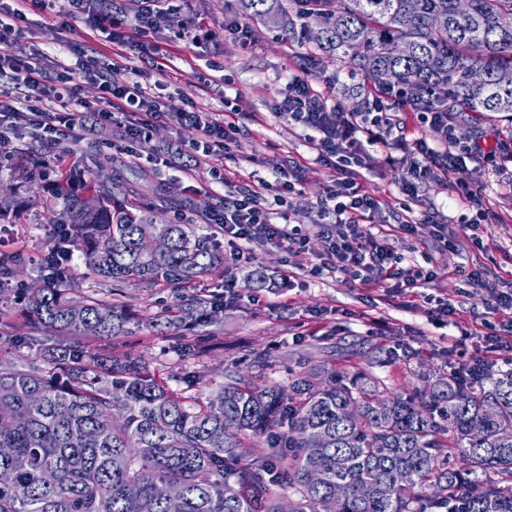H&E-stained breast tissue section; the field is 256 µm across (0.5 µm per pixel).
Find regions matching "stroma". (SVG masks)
I'll list each match as a JSON object with an SVG mask.
<instances>
[{
  "mask_svg": "<svg viewBox=\"0 0 512 512\" xmlns=\"http://www.w3.org/2000/svg\"><path fill=\"white\" fill-rule=\"evenodd\" d=\"M195 13L209 24L210 41L195 44L180 37L186 20L176 15L162 27L155 39L170 53L171 83L165 91L169 112L156 123L149 140L127 148L118 128L102 130L96 141L68 139L61 147L79 165L91 164L93 157L107 158L110 179L121 182L140 195L141 203L154 204L157 223L191 221L199 204L186 191V175L179 168L165 170L169 194L159 200L147 178L152 165L149 155L177 135V114L189 103L211 112L224 113L225 101L238 106L240 127L238 161H225L236 170V183L246 185L258 179L272 180L277 168L288 162L311 163L293 201L291 223L301 225L307 235L304 264L317 263L327 247L322 228L316 222V205L333 178L331 170L312 164L313 154L304 134L288 125L273 110V103L302 59H309L314 77L335 80V95L357 106L372 86L363 76L352 75L335 59L309 55L307 47L281 21H249L254 38L250 51H243L238 39L224 31L226 19L236 17L237 0H192ZM18 50L38 49L49 55L61 54L64 46H94L90 26L84 18H55L29 9L21 24ZM366 173L367 191L381 203V211L370 230L388 239L396 253L407 261L434 270L435 278L415 292L397 294L391 281L362 285L343 273L313 278L297 272L293 281L281 280L285 265L294 263L292 254L271 244L251 243L250 267L237 265L225 256L224 267L197 283L195 289L176 285L138 284L125 289L129 304L142 316L187 302L193 290L222 294L224 282L237 278L239 295L227 298L219 324L193 328L197 344L181 352L169 334L140 330L113 339L111 352L142 356L150 370L165 375L180 369L197 372L202 384L197 396L210 392L214 371L220 367L240 370L258 385H288L294 375L326 367L339 372H363L380 377L388 389L406 391L421 386L422 376L438 379L447 375L451 358L448 348L460 345L468 356L484 351L471 333L488 317L489 292L465 280L466 272L480 270L483 279L497 282L512 277V163L500 171L484 168L480 161L468 163L467 178L482 187L483 205L496 219L480 225L477 232L463 229L460 220L470 214L468 201L459 197L447 179H430L419 196L403 210L401 192L405 173L389 165L382 152L373 153ZM0 192L10 196L22 215L18 224L0 226V255H15V283H30L40 274L39 260L46 252L51 227L43 215L51 199L38 176L37 167L0 176ZM435 214L447 224L448 233L459 244L450 253L423 225L425 215ZM419 222L416 235L401 229L404 217ZM449 301L457 311L456 320L438 313L435 301ZM273 357L270 368L254 366L256 354Z\"/></svg>",
  "mask_w": 512,
  "mask_h": 512,
  "instance_id": "35a3bbf8",
  "label": "stroma"
}]
</instances>
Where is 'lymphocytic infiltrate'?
Listing matches in <instances>:
<instances>
[{
	"label": "lymphocytic infiltrate",
	"mask_w": 512,
	"mask_h": 512,
	"mask_svg": "<svg viewBox=\"0 0 512 512\" xmlns=\"http://www.w3.org/2000/svg\"><path fill=\"white\" fill-rule=\"evenodd\" d=\"M8 20L0 19V125L20 119L40 130L45 146L68 138H92L103 126L119 122L128 143L145 140L154 124L168 109L162 89L168 77L166 50L152 37L170 15L187 9L190 0H13ZM57 15H84L96 37L114 48H131L140 62L132 80L116 83L112 66L99 57L73 51L70 58H53L39 51L13 52L12 43L20 31L15 21L23 19L30 7ZM156 75L153 86L141 82L144 70ZM91 83L102 92L99 105L87 106L76 93L77 83ZM391 90L376 92L371 105L354 110L326 95L308 69L292 73L276 101V114L289 125L301 129L315 154L317 164L332 169L336 177L317 207V221L328 228V247L319 263L308 273L319 278L340 272L363 284L385 278L396 289L421 288L432 271L418 265L394 268L390 245L368 233L380 204L364 186L367 149L382 146L390 165L401 167L406 178L401 192L408 199L418 196V188L433 170L454 174L458 195L468 200L475 213L465 219L468 229L488 223L491 214L482 203V187L460 179L470 159L483 158L492 170L512 162V144L477 136L454 143L443 151L431 146L427 137H408L391 113L387 102ZM179 133L166 148L156 152V190H164V171L187 161L204 165L216 182H223L222 160L239 148L240 129L235 122L217 117L197 105H190L178 118ZM304 164L292 162L275 173L274 181H258L252 187L228 186L224 206H205L200 216L216 227L228 245L235 248L237 262L247 265L251 253L238 249V242L273 244L294 256L306 252V238L300 227L287 224L291 200L297 195Z\"/></svg>",
	"instance_id": "lymphocytic-infiltrate-1"
}]
</instances>
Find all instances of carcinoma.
<instances>
[{
  "label": "carcinoma",
  "instance_id": "1",
  "mask_svg": "<svg viewBox=\"0 0 512 512\" xmlns=\"http://www.w3.org/2000/svg\"><path fill=\"white\" fill-rule=\"evenodd\" d=\"M295 17L311 49L377 88L395 87L417 111L479 112L512 123V0H306ZM265 21L283 0H238ZM404 47L401 54L393 53ZM485 79L471 81L473 72ZM47 223L67 226L88 269L119 289L135 282L190 284L224 266L200 224L154 217L85 170L58 182ZM24 289L26 332L7 322L14 289L0 283V337L33 345L47 362L0 358V512H512V370L448 376L424 390L388 393L363 373L296 377L261 388L223 369L211 394L192 399L190 371L165 380L137 357L94 341L160 329L119 299L80 296L49 281ZM218 302L180 305L192 325L213 322ZM257 441L242 463L240 434ZM182 488L160 498L156 488ZM288 494H282V491Z\"/></svg>",
  "mask_w": 512,
  "mask_h": 512
}]
</instances>
